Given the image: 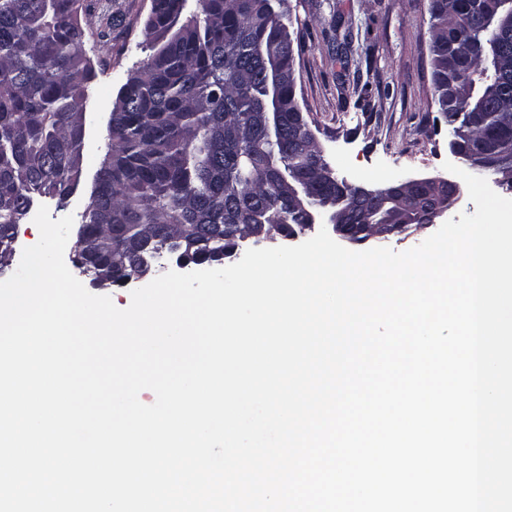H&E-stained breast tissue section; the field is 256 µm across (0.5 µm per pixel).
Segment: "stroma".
<instances>
[{
  "mask_svg": "<svg viewBox=\"0 0 512 512\" xmlns=\"http://www.w3.org/2000/svg\"><path fill=\"white\" fill-rule=\"evenodd\" d=\"M124 21L99 38L98 11L84 16L85 49L94 77L84 103L81 180L66 203L39 196L51 219L81 220L96 172L109 151L113 104L127 79L152 55L145 22L151 0H97ZM427 0H283L299 52L296 98L315 141L341 177L366 188L443 175L454 161L448 123L438 112ZM350 36L347 53L337 33Z\"/></svg>",
  "mask_w": 512,
  "mask_h": 512,
  "instance_id": "1",
  "label": "stroma"
}]
</instances>
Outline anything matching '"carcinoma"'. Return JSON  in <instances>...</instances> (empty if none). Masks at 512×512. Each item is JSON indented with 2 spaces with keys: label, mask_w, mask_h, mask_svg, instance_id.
Returning a JSON list of instances; mask_svg holds the SVG:
<instances>
[{
  "label": "carcinoma",
  "mask_w": 512,
  "mask_h": 512,
  "mask_svg": "<svg viewBox=\"0 0 512 512\" xmlns=\"http://www.w3.org/2000/svg\"><path fill=\"white\" fill-rule=\"evenodd\" d=\"M196 2L181 23L186 0H151L154 54L112 108L108 157L78 236L96 254L103 288L149 273L158 251L219 263L239 224L269 239L303 225L276 185L283 170L312 177L310 154L268 139L257 120L248 127L254 148L238 147L231 134L240 117L271 109L299 124L294 40L283 15L273 0ZM94 9L93 0H0V273L34 197L62 202L80 180L81 113L94 76L81 15ZM511 10L512 0H428L435 101L452 131V73L470 78L474 130L459 146L465 156L512 140V30L500 27ZM464 14L475 15L470 52H450ZM342 194L334 184L312 185L317 202ZM163 227L176 238L141 249L140 239Z\"/></svg>",
  "instance_id": "1"
}]
</instances>
